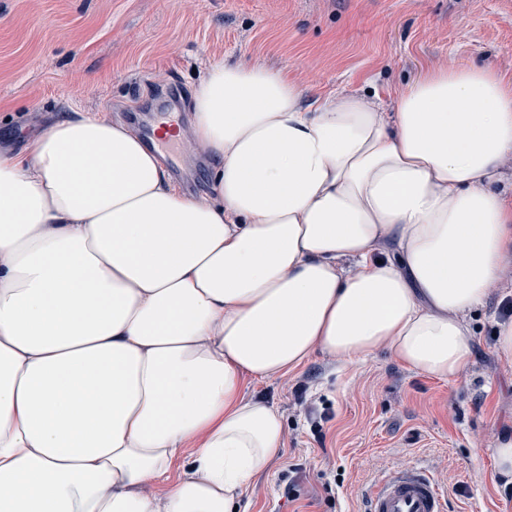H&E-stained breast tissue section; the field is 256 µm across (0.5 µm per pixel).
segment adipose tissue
<instances>
[{
  "label": "adipose tissue",
  "mask_w": 512,
  "mask_h": 512,
  "mask_svg": "<svg viewBox=\"0 0 512 512\" xmlns=\"http://www.w3.org/2000/svg\"><path fill=\"white\" fill-rule=\"evenodd\" d=\"M189 110L205 198L91 112L0 149V512H234L285 429L243 373L473 360L466 316L512 257V80L310 100L220 61Z\"/></svg>",
  "instance_id": "obj_1"
}]
</instances>
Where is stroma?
Wrapping results in <instances>:
<instances>
[{"mask_svg": "<svg viewBox=\"0 0 512 512\" xmlns=\"http://www.w3.org/2000/svg\"><path fill=\"white\" fill-rule=\"evenodd\" d=\"M218 60L282 70L311 98L399 88L433 64L512 76V0H0V146L24 149L73 108L136 131L165 116L182 134L166 172L205 196L189 88ZM506 278L469 314L475 356L455 379L385 352L341 366L318 351L282 377L243 374V396L275 406L285 436L242 512H364L384 472L417 465L449 512H512L493 461L512 434V365L494 348Z\"/></svg>", "mask_w": 512, "mask_h": 512, "instance_id": "stroma-1", "label": "stroma"}]
</instances>
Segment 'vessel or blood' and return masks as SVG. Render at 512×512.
Returning <instances> with one entry per match:
<instances>
[{
  "label": "vessel or blood",
  "mask_w": 512,
  "mask_h": 512,
  "mask_svg": "<svg viewBox=\"0 0 512 512\" xmlns=\"http://www.w3.org/2000/svg\"><path fill=\"white\" fill-rule=\"evenodd\" d=\"M366 512H448V500L425 468L386 473L372 488Z\"/></svg>",
  "instance_id": "1"
}]
</instances>
